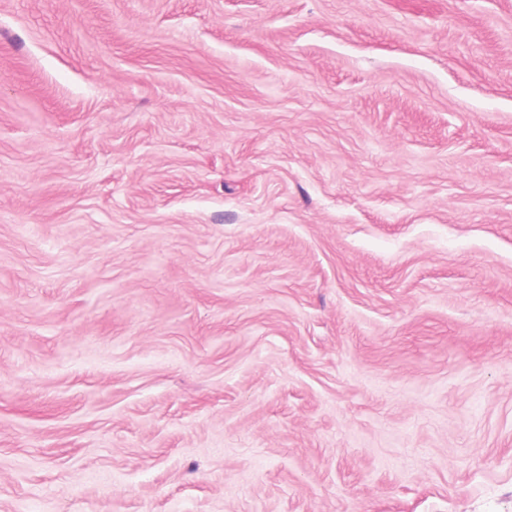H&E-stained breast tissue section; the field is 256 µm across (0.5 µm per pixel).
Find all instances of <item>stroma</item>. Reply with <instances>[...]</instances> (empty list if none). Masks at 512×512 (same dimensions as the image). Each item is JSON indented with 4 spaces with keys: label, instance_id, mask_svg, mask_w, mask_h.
Returning a JSON list of instances; mask_svg holds the SVG:
<instances>
[{
    "label": "stroma",
    "instance_id": "obj_1",
    "mask_svg": "<svg viewBox=\"0 0 512 512\" xmlns=\"http://www.w3.org/2000/svg\"><path fill=\"white\" fill-rule=\"evenodd\" d=\"M0 512H512V0H0Z\"/></svg>",
    "mask_w": 512,
    "mask_h": 512
}]
</instances>
